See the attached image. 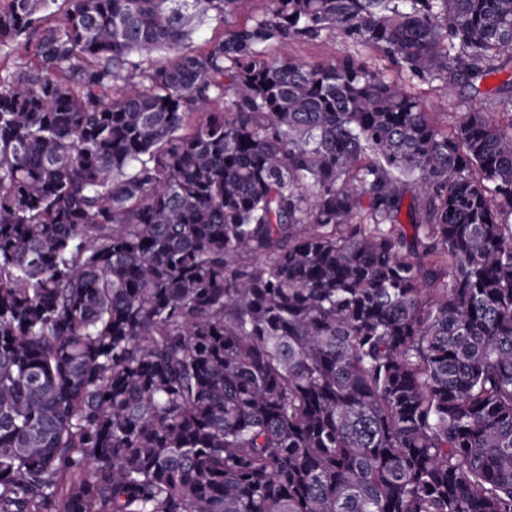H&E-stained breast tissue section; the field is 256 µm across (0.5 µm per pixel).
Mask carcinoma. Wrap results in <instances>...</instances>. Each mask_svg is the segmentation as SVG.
<instances>
[{
	"mask_svg": "<svg viewBox=\"0 0 512 512\" xmlns=\"http://www.w3.org/2000/svg\"><path fill=\"white\" fill-rule=\"evenodd\" d=\"M240 2L0 7V512H512V0ZM267 7V0H243L235 15L229 18L223 28H217L215 27V24L210 23H206L202 26L196 35H194L192 41L187 44V50L199 49L204 44L205 40L211 38L215 34L225 31V29H232L235 26L250 21L252 17L261 15L265 12ZM282 58H301L306 61L321 59H339L345 55H356L369 67L381 69L389 77L398 78L397 71L388 62L381 60L374 52L367 48L352 45L342 41L334 35H324L313 41L290 40L276 50ZM510 70L490 75L481 83L479 95H474L467 88H456L452 95H443L431 85L420 83L411 86V91L420 95L429 112H440L439 119L448 124L454 123L461 113L474 110L493 112L491 99L496 96V90L510 79Z\"/></svg>",
	"mask_w": 512,
	"mask_h": 512,
	"instance_id": "obj_1",
	"label": "carcinoma"
}]
</instances>
